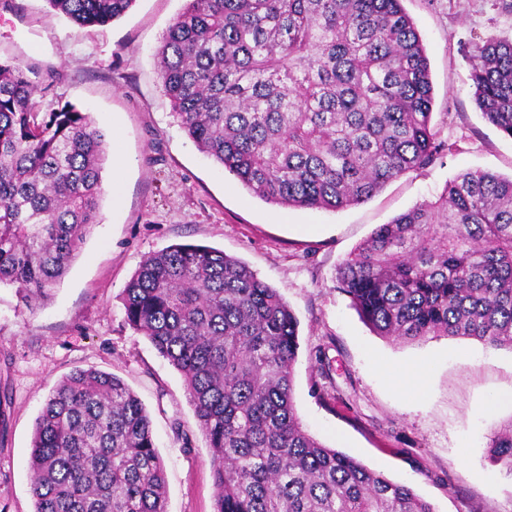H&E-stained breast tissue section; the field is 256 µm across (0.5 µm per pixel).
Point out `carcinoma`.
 <instances>
[{
    "mask_svg": "<svg viewBox=\"0 0 512 512\" xmlns=\"http://www.w3.org/2000/svg\"><path fill=\"white\" fill-rule=\"evenodd\" d=\"M79 27L136 0H46ZM179 125L260 199L338 210L452 150L432 125L423 42L402 0H186L157 50ZM482 117L512 138V41L474 46ZM38 84L0 61V285L34 309L100 223L108 150L87 112H39ZM379 336L512 350V177L469 170L381 224L335 271ZM126 322L185 382L212 448L214 512H434L311 436L292 398L298 321L245 262L203 245L146 256ZM512 472V420L491 440ZM35 512H166L148 413L119 378L66 376L36 418Z\"/></svg>",
    "mask_w": 512,
    "mask_h": 512,
    "instance_id": "cac0c4a2",
    "label": "carcinoma"
}]
</instances>
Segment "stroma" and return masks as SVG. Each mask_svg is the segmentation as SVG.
Listing matches in <instances>:
<instances>
[{
    "instance_id": "35a3bbf8",
    "label": "stroma",
    "mask_w": 512,
    "mask_h": 512,
    "mask_svg": "<svg viewBox=\"0 0 512 512\" xmlns=\"http://www.w3.org/2000/svg\"><path fill=\"white\" fill-rule=\"evenodd\" d=\"M185 0H136L121 19L80 27L46 0L0 10V59L29 68L39 111L89 112L109 148L100 222L87 234L49 301L26 307L0 286V512H34L29 458L35 419L77 369L122 379L144 404L166 473L167 512H214L211 450L181 374L125 321L122 292L143 258L176 244L224 251L256 270L298 318L293 398L305 428L410 487L436 512H512V474L490 442L512 404L486 411L512 388V350L469 338L420 343L375 335L336 286L335 270L381 224L435 199L469 169L512 176V138L480 116L471 53L512 40L506 0H403L421 36L433 85L432 122L453 150L339 211L279 207L251 194L202 154L164 94L157 49ZM428 362L421 396L376 367Z\"/></svg>"
}]
</instances>
